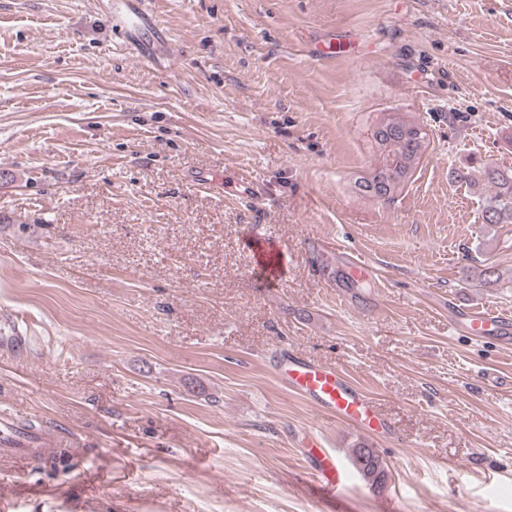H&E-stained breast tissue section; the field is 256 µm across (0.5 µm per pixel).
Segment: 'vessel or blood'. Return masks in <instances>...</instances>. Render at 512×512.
I'll return each mask as SVG.
<instances>
[{"label": "vessel or blood", "instance_id": "b4317fda", "mask_svg": "<svg viewBox=\"0 0 512 512\" xmlns=\"http://www.w3.org/2000/svg\"><path fill=\"white\" fill-rule=\"evenodd\" d=\"M452 325L473 337H492L503 346L512 345V319L477 306H460ZM275 371L288 389L306 399L320 412L340 423L383 433L390 425L377 411L374 399L347 374L334 367L305 358L299 353L280 354L273 359ZM59 436L45 429L22 425L12 409H0V454H21L27 466L44 460L51 449L62 447ZM309 465L322 496L338 498L346 482L347 469L336 456L310 453Z\"/></svg>", "mask_w": 512, "mask_h": 512}]
</instances>
